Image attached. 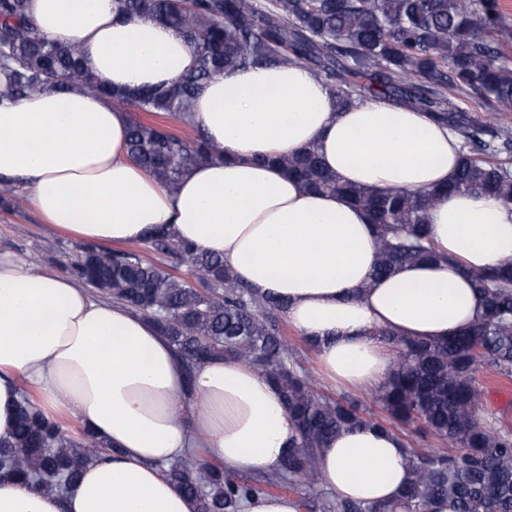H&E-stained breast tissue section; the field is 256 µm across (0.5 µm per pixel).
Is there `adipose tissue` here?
<instances>
[{"instance_id":"ef3b65f1","label":"adipose tissue","mask_w":512,"mask_h":512,"mask_svg":"<svg viewBox=\"0 0 512 512\" xmlns=\"http://www.w3.org/2000/svg\"><path fill=\"white\" fill-rule=\"evenodd\" d=\"M28 16L48 40L79 44L85 68L116 90L171 86L192 63L180 33L119 16L116 0H29ZM190 122L215 156L170 190L128 156L129 114L115 100L45 90L0 106V180L21 185L44 221L73 238L130 244L162 230L223 256L239 283L287 301L324 378L362 389L390 372L379 331L447 339L482 313L473 275L512 261V204L458 192L426 214L440 261L375 276L368 213L305 189L277 163L314 145L349 184H446L458 140L423 113L377 97L337 110L324 84L288 64L207 82ZM25 389L47 418L78 423L112 458L86 464L61 493L2 478L0 512H197L170 464L195 455L229 471H272L296 435L261 371L215 360L187 372L149 318L0 253V440ZM319 469L328 490L366 502L394 498L410 477L401 435L371 425L328 440Z\"/></svg>"}]
</instances>
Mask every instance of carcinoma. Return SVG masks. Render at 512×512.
I'll return each instance as SVG.
<instances>
[{
  "mask_svg": "<svg viewBox=\"0 0 512 512\" xmlns=\"http://www.w3.org/2000/svg\"><path fill=\"white\" fill-rule=\"evenodd\" d=\"M126 16L151 17L179 31L193 64L171 87L115 91L89 73L73 44L41 37L27 15L28 0H0V103L46 89L79 86L110 97L134 113L129 156L173 189L193 166L213 157L204 139L179 135L140 114L163 113L189 123L201 87L225 73L270 64H295L329 86L336 105L349 108L382 96L427 114L453 131L461 159L448 190L493 194L512 203V127L479 123L460 107L474 101L512 112V64L502 48L512 26L500 0H122ZM278 163L306 187L341 193L377 226L375 273L438 258L425 223L443 188L381 192L342 184L315 147ZM157 255L151 259L141 246ZM174 257L189 275L165 267ZM70 274L101 297L152 319L181 354L188 372L214 358L245 362L281 390L294 419L295 450L271 472L239 476L189 456L169 466L171 481L198 502L199 512H242L262 494L292 495L305 512H430L450 500L456 512H512V430L479 409L475 372L484 366L512 376V266L474 277L485 313L445 341L422 342L379 333L393 370L376 390L385 412L371 418L355 399L319 390L303 357L280 326L287 302L240 284L224 259L198 253L166 233L127 249L79 244ZM422 423L451 452L406 444L410 482L396 501L343 498L319 482L317 456L326 441L364 423L389 430ZM103 441L73 435L22 396L17 427L0 441V477L43 491H61L100 458Z\"/></svg>",
  "mask_w": 512,
  "mask_h": 512,
  "instance_id": "carcinoma-1",
  "label": "carcinoma"
}]
</instances>
